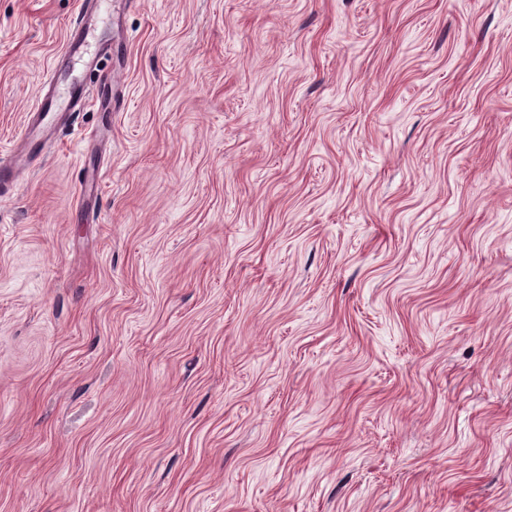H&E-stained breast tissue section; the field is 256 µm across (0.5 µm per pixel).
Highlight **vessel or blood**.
Listing matches in <instances>:
<instances>
[{
  "mask_svg": "<svg viewBox=\"0 0 512 512\" xmlns=\"http://www.w3.org/2000/svg\"><path fill=\"white\" fill-rule=\"evenodd\" d=\"M107 50V45L97 38L94 21L88 17H81L67 29L64 44L47 71L45 83L50 91L39 94L26 113L20 134L22 153L0 161L1 199L14 192L20 173L33 158L55 145V131L70 113L95 104L93 84L81 82L75 68L86 63L91 53Z\"/></svg>",
  "mask_w": 512,
  "mask_h": 512,
  "instance_id": "vessel-or-blood-1",
  "label": "vessel or blood"
}]
</instances>
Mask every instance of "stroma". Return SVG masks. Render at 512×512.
<instances>
[{
  "label": "stroma",
  "instance_id": "obj_1",
  "mask_svg": "<svg viewBox=\"0 0 512 512\" xmlns=\"http://www.w3.org/2000/svg\"><path fill=\"white\" fill-rule=\"evenodd\" d=\"M79 9L0 0V149ZM96 20L0 199V512H512V0ZM88 3L73 26L66 31L63 47L51 63L45 85L54 86L55 93L42 92L36 97L26 113V118L20 134L23 152L13 156L8 161H0V198H5L14 192L18 176L32 162L33 157L47 153L56 143L55 131L64 124L70 113L89 105H96L94 85L92 82L83 84L73 75L76 65L87 66V59H94L100 53L107 54L108 46L98 40L95 22L89 20V9L95 16L96 12ZM94 47V54L90 55ZM63 87V90H61Z\"/></svg>",
  "mask_w": 512,
  "mask_h": 512
}]
</instances>
